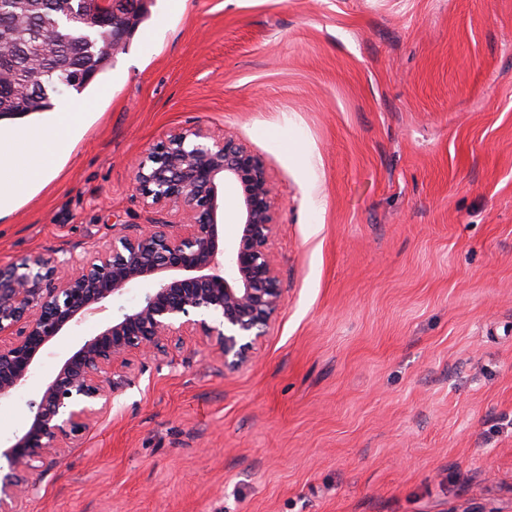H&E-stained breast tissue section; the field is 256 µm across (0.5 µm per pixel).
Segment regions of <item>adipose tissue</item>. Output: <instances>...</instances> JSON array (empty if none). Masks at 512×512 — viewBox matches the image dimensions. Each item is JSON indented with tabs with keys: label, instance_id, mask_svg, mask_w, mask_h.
Returning a JSON list of instances; mask_svg holds the SVG:
<instances>
[{
	"label": "adipose tissue",
	"instance_id": "1",
	"mask_svg": "<svg viewBox=\"0 0 512 512\" xmlns=\"http://www.w3.org/2000/svg\"><path fill=\"white\" fill-rule=\"evenodd\" d=\"M93 118L90 112H35L0 123V218L58 176Z\"/></svg>",
	"mask_w": 512,
	"mask_h": 512
}]
</instances>
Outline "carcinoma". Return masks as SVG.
Wrapping results in <instances>:
<instances>
[{"instance_id": "1", "label": "carcinoma", "mask_w": 512, "mask_h": 512, "mask_svg": "<svg viewBox=\"0 0 512 512\" xmlns=\"http://www.w3.org/2000/svg\"><path fill=\"white\" fill-rule=\"evenodd\" d=\"M72 5L71 18L62 22L51 8L34 17L25 18L17 14L13 0H0V27L17 32V39L26 42L30 61L44 58L49 45L60 50H78L81 52V60L90 62L91 75L96 76L110 65L111 50L113 43L119 42L120 30L141 23L147 14V8L142 4L132 19L125 14L112 17V22L102 28L98 43L91 45L85 33V15L89 4L87 0H73ZM14 80L20 87L40 80L46 87V93L31 104L14 100L0 101V117L50 111L54 108L52 95L61 94L65 88L83 90L91 83L89 79H78L71 69H50L43 63L37 69L28 64L20 66L14 72Z\"/></svg>"}]
</instances>
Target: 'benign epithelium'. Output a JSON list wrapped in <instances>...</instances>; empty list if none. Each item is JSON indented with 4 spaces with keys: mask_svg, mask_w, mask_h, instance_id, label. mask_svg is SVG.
<instances>
[{
    "mask_svg": "<svg viewBox=\"0 0 512 512\" xmlns=\"http://www.w3.org/2000/svg\"><path fill=\"white\" fill-rule=\"evenodd\" d=\"M111 13L112 0H93L88 23ZM31 94L45 89L0 81V97ZM133 172L143 206L173 219L124 224L109 245L79 264L43 255L0 264V401L29 382L38 356L56 337L144 288L135 306H119L29 402V422L0 448L8 464L0 474V512H26L28 474L39 463H61L66 445L109 408L120 384L116 369L128 365L130 354H165L169 342L185 334L214 341L224 366H247L282 303L269 252L274 187L259 155L231 136L194 125L167 133ZM228 183L240 190V235L230 252L220 247Z\"/></svg>",
    "mask_w": 512,
    "mask_h": 512,
    "instance_id": "7a95c632",
    "label": "benign epithelium"
}]
</instances>
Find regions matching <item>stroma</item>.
Instances as JSON below:
<instances>
[{
    "label": "stroma",
    "instance_id": "35a3bbf8",
    "mask_svg": "<svg viewBox=\"0 0 512 512\" xmlns=\"http://www.w3.org/2000/svg\"><path fill=\"white\" fill-rule=\"evenodd\" d=\"M0 263L149 224L132 163L202 124L263 157L281 308L255 363L135 355L27 512H512V0H151ZM0 403V440L85 338Z\"/></svg>",
    "mask_w": 512,
    "mask_h": 512
}]
</instances>
